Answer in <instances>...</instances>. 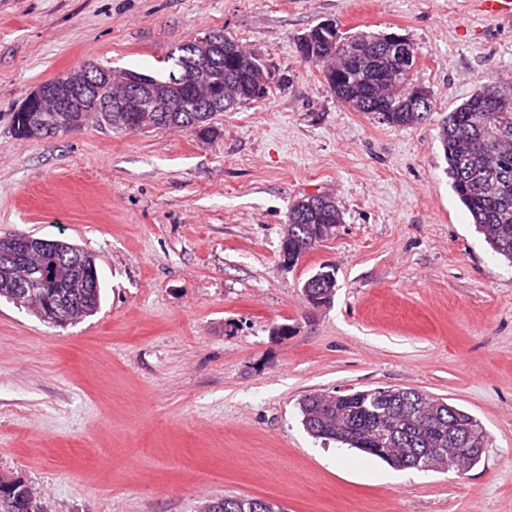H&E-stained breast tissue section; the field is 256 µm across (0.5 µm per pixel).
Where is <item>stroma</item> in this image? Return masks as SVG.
<instances>
[{"instance_id": "1", "label": "stroma", "mask_w": 512, "mask_h": 512, "mask_svg": "<svg viewBox=\"0 0 512 512\" xmlns=\"http://www.w3.org/2000/svg\"><path fill=\"white\" fill-rule=\"evenodd\" d=\"M398 32L432 96L397 127L338 101L298 35ZM221 29L273 73L210 141L87 121L46 139L12 114L92 62L164 70ZM512 81V21L475 0H0V237L90 252L99 311L56 328L0 300V478L48 512H201L227 495L286 512H512V264L450 187L442 118ZM335 200L330 238L285 266L288 207ZM334 269L330 302L303 282ZM285 325L280 338L273 327ZM413 388L473 415L478 465L398 470L311 437V391Z\"/></svg>"}]
</instances>
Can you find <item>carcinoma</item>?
<instances>
[{
  "instance_id": "1",
  "label": "carcinoma",
  "mask_w": 512,
  "mask_h": 512,
  "mask_svg": "<svg viewBox=\"0 0 512 512\" xmlns=\"http://www.w3.org/2000/svg\"><path fill=\"white\" fill-rule=\"evenodd\" d=\"M218 38L199 45L189 40L170 56L166 74H144L150 93L167 102L169 112H145L142 124L181 128L202 140L218 136L211 125L213 114L192 111L189 89L198 96L210 95L223 87L224 111L268 96L272 72L255 50H245L224 31ZM301 61L322 68V74L336 98L356 112L374 114L379 105L391 111L392 126L421 122L433 109L431 98L417 108L414 79L415 60L393 63L386 33L356 32L348 36L340 30L315 25L297 38ZM82 79L96 87L98 100L118 97L128 88L125 81L140 72L128 69L78 67ZM493 84H484L444 117L439 141L447 163L452 190L468 210L473 224L492 250L512 263V106L489 111ZM39 112H16L14 134L22 139H43L84 125L86 113L80 109L55 113L53 129L38 127ZM129 112H99L97 121L128 130ZM342 213L326 195H307L288 209L280 255L288 266L296 265L314 242L325 241ZM13 238L0 239V299H10L25 285L36 290L32 311L56 327H67L97 313L101 287L94 256L65 240H50L48 248L30 243L25 259H16ZM59 276L69 303L63 307L52 297V289L42 285V272ZM336 288L335 274L320 268V274L306 279L302 292L312 304L328 300ZM302 425L316 439L333 440L364 454L382 459L398 469L405 462L414 468L448 469V449L484 448L488 435L468 412L442 399L415 389L387 388L357 390L348 394L309 393L300 402ZM0 512H45L31 488L17 486L0 491ZM203 512H282L275 503L260 498L226 495L210 501Z\"/></svg>"
}]
</instances>
